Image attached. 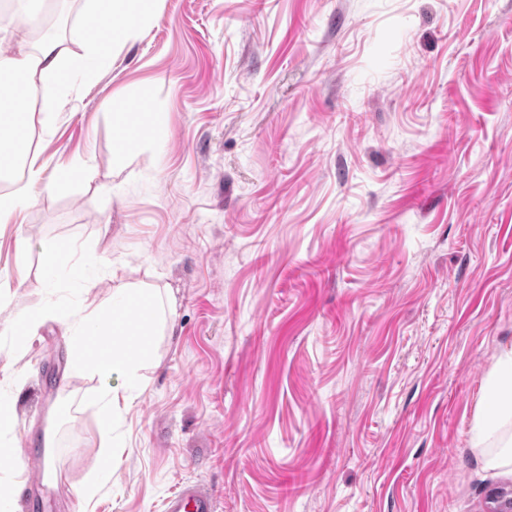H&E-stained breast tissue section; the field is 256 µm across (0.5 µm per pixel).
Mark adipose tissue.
Here are the masks:
<instances>
[{
	"mask_svg": "<svg viewBox=\"0 0 512 512\" xmlns=\"http://www.w3.org/2000/svg\"><path fill=\"white\" fill-rule=\"evenodd\" d=\"M87 24L108 29L107 38H90L82 55L64 59L53 35L37 45L27 43L34 20L17 24L0 16V181L10 191L0 194V223L9 222L31 205L37 191L53 187L46 166L31 152L28 131L34 124L50 126L60 98L91 82L109 60L113 45L128 40L137 24L153 11L155 0H87ZM24 108H17L18 98ZM489 408L475 425L477 445L512 423V350L504 352L495 381L487 390Z\"/></svg>",
	"mask_w": 512,
	"mask_h": 512,
	"instance_id": "obj_1",
	"label": "adipose tissue"
}]
</instances>
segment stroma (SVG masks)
Instances as JSON below:
<instances>
[{
	"instance_id": "obj_1",
	"label": "stroma",
	"mask_w": 512,
	"mask_h": 512,
	"mask_svg": "<svg viewBox=\"0 0 512 512\" xmlns=\"http://www.w3.org/2000/svg\"><path fill=\"white\" fill-rule=\"evenodd\" d=\"M159 113L120 156L116 115ZM33 144L64 173L0 223V331L46 298L41 245L112 261L81 307L135 284L172 302L124 443L103 457L53 316L14 355L0 436L64 512H491L512 470L471 427L512 348V0H159ZM90 164L87 178L69 170ZM164 512H216L215 498L202 484L189 485L166 499Z\"/></svg>"
}]
</instances>
